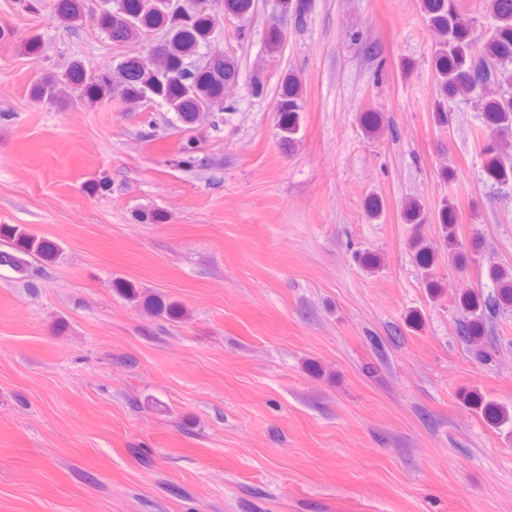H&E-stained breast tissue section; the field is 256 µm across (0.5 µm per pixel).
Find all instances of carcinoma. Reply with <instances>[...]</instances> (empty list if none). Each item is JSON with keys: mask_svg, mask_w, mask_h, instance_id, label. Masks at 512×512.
I'll use <instances>...</instances> for the list:
<instances>
[{"mask_svg": "<svg viewBox=\"0 0 512 512\" xmlns=\"http://www.w3.org/2000/svg\"><path fill=\"white\" fill-rule=\"evenodd\" d=\"M57 19L76 23L85 18V0H51ZM428 26L437 34L434 57L435 101L438 122H447L446 103L457 95L481 97L484 124L492 141L488 172L495 180L512 177V0H487V10L495 20L493 31L480 47L469 38V19L458 8L457 0H422ZM224 14L243 18L254 7V0H220ZM96 24L115 42H138L145 33L163 31V39L148 48L147 56H127L116 65L87 68L75 59L61 76H44L32 85V96L42 102L67 99V90L79 93L89 103L112 98L113 79L119 78L120 100L127 110L160 104L185 125L199 120L204 109H215L224 102V90L240 79L236 57L223 53L196 61L199 50L214 38V16L202 0H184L176 8L171 0H117L113 10L105 9L93 17ZM496 85L490 96L482 95L485 86ZM304 99L298 78L287 74L277 94V112L283 137L292 138L300 125ZM436 223L444 237L454 239L455 212L451 204L438 211ZM15 252L0 250V266L20 267L25 255L50 257L56 251L52 242L19 226L3 229ZM499 295L488 300L477 294L460 298L471 319L460 325L461 336L469 343L481 338L483 309L495 310L512 303V277L496 272Z\"/></svg>", "mask_w": 512, "mask_h": 512, "instance_id": "carcinoma-1", "label": "carcinoma"}]
</instances>
